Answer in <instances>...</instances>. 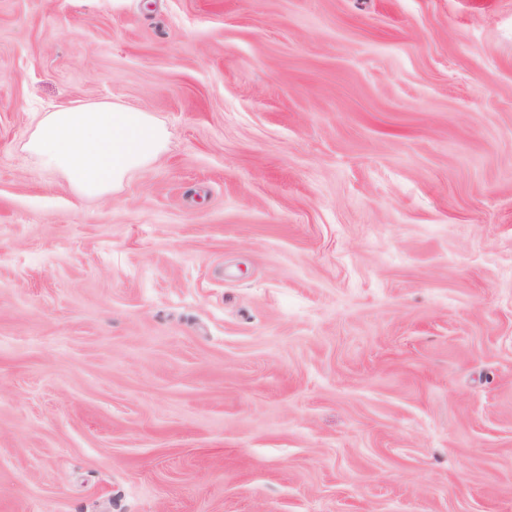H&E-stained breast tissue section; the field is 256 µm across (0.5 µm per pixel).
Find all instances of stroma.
<instances>
[{"label":"stroma","instance_id":"stroma-1","mask_svg":"<svg viewBox=\"0 0 512 512\" xmlns=\"http://www.w3.org/2000/svg\"><path fill=\"white\" fill-rule=\"evenodd\" d=\"M0 512H512V0H0ZM165 140L146 112L95 105L47 112L27 148L45 168L61 171L80 196L101 197L154 161Z\"/></svg>","mask_w":512,"mask_h":512}]
</instances>
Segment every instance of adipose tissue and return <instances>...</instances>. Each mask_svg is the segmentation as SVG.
Masks as SVG:
<instances>
[{
    "label": "adipose tissue",
    "instance_id": "1",
    "mask_svg": "<svg viewBox=\"0 0 512 512\" xmlns=\"http://www.w3.org/2000/svg\"><path fill=\"white\" fill-rule=\"evenodd\" d=\"M165 140V130L146 112L95 105L46 113L27 147L80 196L101 197L154 161Z\"/></svg>",
    "mask_w": 512,
    "mask_h": 512
}]
</instances>
